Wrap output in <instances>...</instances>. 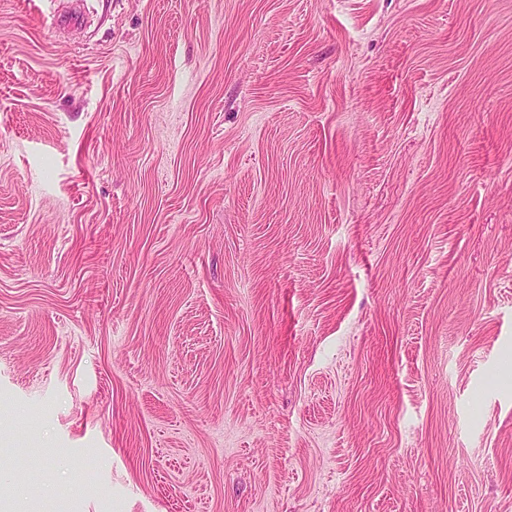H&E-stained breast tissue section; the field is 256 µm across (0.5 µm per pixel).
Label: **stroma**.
Returning <instances> with one entry per match:
<instances>
[{"mask_svg":"<svg viewBox=\"0 0 512 512\" xmlns=\"http://www.w3.org/2000/svg\"><path fill=\"white\" fill-rule=\"evenodd\" d=\"M0 0V505L512 512V0Z\"/></svg>","mask_w":512,"mask_h":512,"instance_id":"1","label":"stroma"}]
</instances>
